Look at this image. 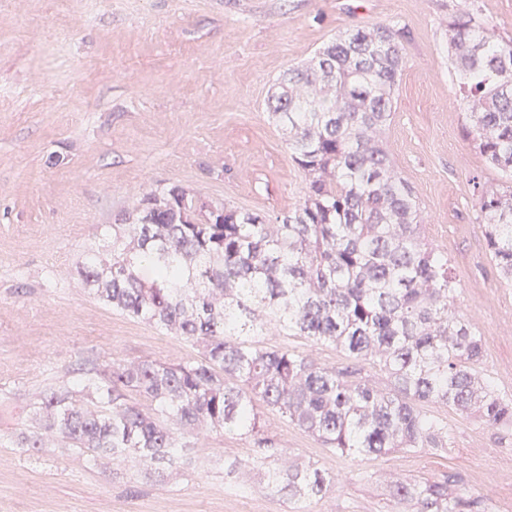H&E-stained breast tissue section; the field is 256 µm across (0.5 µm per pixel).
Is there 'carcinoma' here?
Returning <instances> with one entry per match:
<instances>
[{"label":"carcinoma","instance_id":"carcinoma-1","mask_svg":"<svg viewBox=\"0 0 512 512\" xmlns=\"http://www.w3.org/2000/svg\"><path fill=\"white\" fill-rule=\"evenodd\" d=\"M403 40L390 24L347 30L276 80L271 117L307 177L294 209L212 210L182 187L151 186L81 253L78 273L98 300L200 355L76 370L77 388L34 402L20 447L42 454L60 438L95 465L123 460L168 476L189 462L199 431H235L254 441L247 463L263 471L265 492L302 512L326 477L279 448L261 406L348 456L448 451V423L421 404L512 428V398L481 369L484 337L454 307L448 256L425 242L414 191L382 146ZM448 48L472 141L509 181L481 190L479 208L512 283V39L471 3L448 22ZM272 332L332 345L385 382L267 347ZM391 493L413 512L483 504L446 477L396 480Z\"/></svg>","mask_w":512,"mask_h":512}]
</instances>
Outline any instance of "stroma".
Here are the masks:
<instances>
[{"label":"stroma","instance_id":"obj_1","mask_svg":"<svg viewBox=\"0 0 512 512\" xmlns=\"http://www.w3.org/2000/svg\"><path fill=\"white\" fill-rule=\"evenodd\" d=\"M461 0H0V512H287L244 471L249 439L200 433L185 475L160 482L128 466H90L58 445L16 448L40 393L111 361L178 363L189 341L92 298L76 270L97 227L152 184L179 185L266 216L301 201L305 176L268 116L275 80L340 32L395 22L405 64L384 145L409 182L424 237L446 254L455 303L484 336L483 368L512 398V285L488 249L474 183L502 184L467 135L448 55V8ZM266 345L326 367L350 360L294 336ZM447 452L339 455L264 411L281 448L336 480L308 512H393L390 479L448 478L467 496L497 479L491 512H512V428L430 407Z\"/></svg>","mask_w":512,"mask_h":512}]
</instances>
